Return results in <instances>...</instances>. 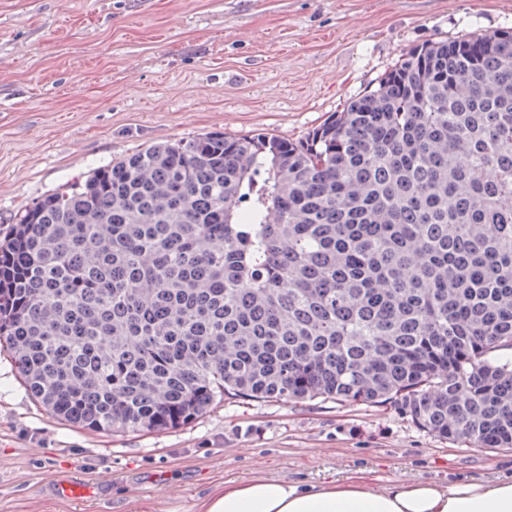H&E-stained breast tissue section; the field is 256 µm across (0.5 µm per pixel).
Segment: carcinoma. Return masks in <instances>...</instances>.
I'll use <instances>...</instances> for the list:
<instances>
[{"instance_id":"obj_1","label":"carcinoma","mask_w":512,"mask_h":512,"mask_svg":"<svg viewBox=\"0 0 512 512\" xmlns=\"http://www.w3.org/2000/svg\"><path fill=\"white\" fill-rule=\"evenodd\" d=\"M0 342L91 431L390 400L512 448V32L406 52L302 140L158 143L37 199L0 242Z\"/></svg>"}]
</instances>
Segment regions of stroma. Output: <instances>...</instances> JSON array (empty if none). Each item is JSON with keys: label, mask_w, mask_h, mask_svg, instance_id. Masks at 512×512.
<instances>
[{"label": "stroma", "mask_w": 512, "mask_h": 512, "mask_svg": "<svg viewBox=\"0 0 512 512\" xmlns=\"http://www.w3.org/2000/svg\"><path fill=\"white\" fill-rule=\"evenodd\" d=\"M512 31V0H0V238L41 196L211 131L303 139L412 47ZM512 478V448L457 444L400 404L227 400L153 433L51 415L0 352V512H199L225 481L314 486ZM108 478L58 499L62 479Z\"/></svg>", "instance_id": "35a3bbf8"}]
</instances>
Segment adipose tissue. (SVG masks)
<instances>
[{
  "instance_id": "obj_1",
  "label": "adipose tissue",
  "mask_w": 512,
  "mask_h": 512,
  "mask_svg": "<svg viewBox=\"0 0 512 512\" xmlns=\"http://www.w3.org/2000/svg\"><path fill=\"white\" fill-rule=\"evenodd\" d=\"M200 512H512V479L377 488L361 478L304 487L255 477L225 484L202 500Z\"/></svg>"
}]
</instances>
